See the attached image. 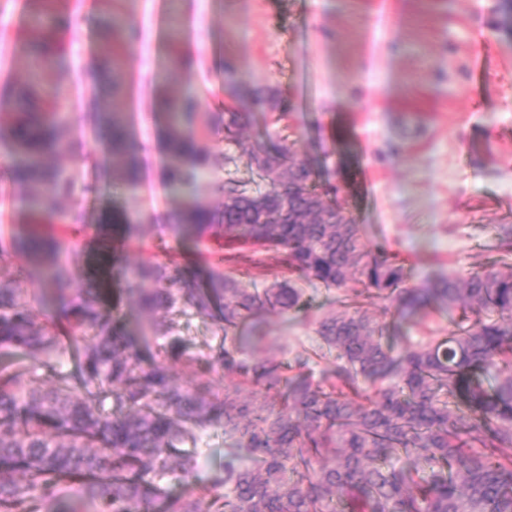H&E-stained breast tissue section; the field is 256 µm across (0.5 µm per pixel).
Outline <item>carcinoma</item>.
I'll return each mask as SVG.
<instances>
[{"instance_id":"carcinoma-1","label":"carcinoma","mask_w":512,"mask_h":512,"mask_svg":"<svg viewBox=\"0 0 512 512\" xmlns=\"http://www.w3.org/2000/svg\"><path fill=\"white\" fill-rule=\"evenodd\" d=\"M126 77L112 68V99L97 113L107 146L103 172L112 185L131 184L138 146L115 99ZM165 122L164 185L181 200L168 229L196 245L225 239L280 256L289 272L326 289L345 290L338 308L318 322L319 344L292 360L249 358L240 327L261 313L287 314L303 305L288 280L259 290L242 276L211 272L203 285L171 274L168 263L126 269L125 286L138 294L142 336L167 339L168 361L143 362L125 324L106 304L105 289L59 306L70 321L75 382L59 377L61 339L51 320L30 309L15 278L0 279V349L39 355L46 368L0 367V512H55L63 482L76 485L68 512L88 503L96 512H512V225L496 237L498 269L450 274L428 288L405 286L397 256L371 250L362 225L336 216L335 186L317 184L296 142L270 148L238 138L241 113L218 114L228 144L241 149L264 187L234 177L218 187L215 204L203 197L213 166L199 140L210 125L196 124L199 99L159 95ZM15 111L0 113V143L21 160L0 168V179L25 187L47 219L29 234L27 263L63 291L68 270L65 232L81 226L74 181L49 157L72 150L67 123L48 110L40 86L13 92ZM124 242L139 225L126 211ZM382 297L400 315L459 307L475 315L446 336L395 355L388 326L362 309ZM189 306L201 317L219 309L224 348L207 360L185 355L172 322L159 310ZM331 358L319 380L312 359ZM197 373L224 371V393L175 384L168 362ZM224 422L223 492L208 498L196 486L203 461L198 432ZM176 479L177 494H164Z\"/></svg>"}]
</instances>
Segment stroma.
<instances>
[{"instance_id":"1","label":"stroma","mask_w":512,"mask_h":512,"mask_svg":"<svg viewBox=\"0 0 512 512\" xmlns=\"http://www.w3.org/2000/svg\"><path fill=\"white\" fill-rule=\"evenodd\" d=\"M38 7L37 0H0V99L6 87L30 79L39 40L28 22ZM53 10L65 68L43 80L57 87L79 150L52 162L80 186L106 152L87 121L105 91L88 81L86 64L105 55L109 16L137 30L118 61L131 86L117 105L140 117L143 179L80 196L83 226L64 256L70 302L107 280L110 308L133 331L138 308L114 288L126 266L171 260L187 276L233 267L221 243L195 246L157 221L179 203L162 181L163 127L152 118L161 85L194 93L204 118L245 110L242 140L294 139L319 181L339 186L337 201L361 224L367 247L404 258L409 287L496 259V229L512 224V28L504 26L501 0H55ZM251 90L261 100L241 101ZM28 208L25 189L6 185L0 224L12 232L0 243L11 253L25 243ZM110 209L129 211L141 240L113 254L99 278L97 226ZM1 276L19 277L34 312H56L57 291L24 261L0 259ZM304 289L301 311L264 315L267 339L252 355L280 360L313 344L314 321L336 308L338 294L311 283ZM364 306L395 322L389 342L397 352L436 328H454L452 316L402 318L377 297ZM174 318L187 354L203 358L222 348L217 319L190 308ZM201 446L197 483L208 488L224 466L223 424L209 427Z\"/></svg>"}]
</instances>
